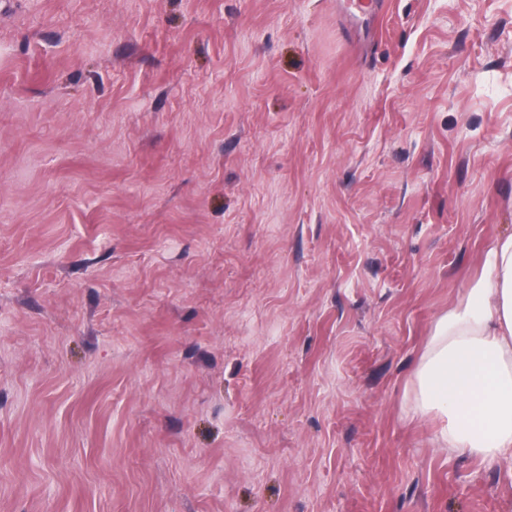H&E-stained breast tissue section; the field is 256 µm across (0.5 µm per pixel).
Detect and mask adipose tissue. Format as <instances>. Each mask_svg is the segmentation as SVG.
<instances>
[{
    "mask_svg": "<svg viewBox=\"0 0 512 512\" xmlns=\"http://www.w3.org/2000/svg\"><path fill=\"white\" fill-rule=\"evenodd\" d=\"M415 399L442 445L512 463V234L487 249L465 305L437 320Z\"/></svg>",
    "mask_w": 512,
    "mask_h": 512,
    "instance_id": "ef3b65f1",
    "label": "adipose tissue"
}]
</instances>
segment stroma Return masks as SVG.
Wrapping results in <instances>:
<instances>
[{
    "label": "stroma",
    "mask_w": 512,
    "mask_h": 512,
    "mask_svg": "<svg viewBox=\"0 0 512 512\" xmlns=\"http://www.w3.org/2000/svg\"><path fill=\"white\" fill-rule=\"evenodd\" d=\"M512 233V0H0V512H512L414 410Z\"/></svg>",
    "instance_id": "35a3bbf8"
}]
</instances>
